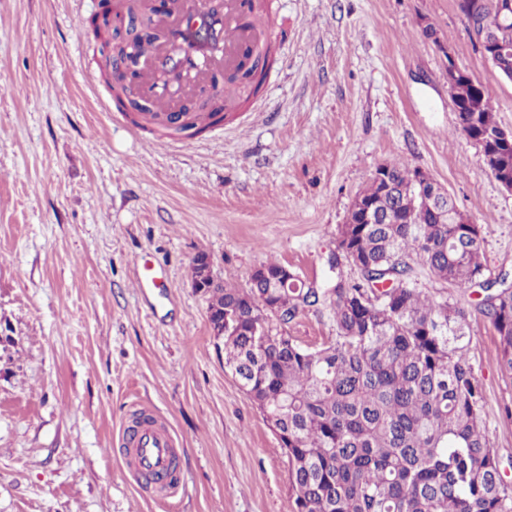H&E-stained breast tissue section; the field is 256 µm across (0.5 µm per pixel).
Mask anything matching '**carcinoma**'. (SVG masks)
<instances>
[{
    "instance_id": "obj_1",
    "label": "carcinoma",
    "mask_w": 512,
    "mask_h": 512,
    "mask_svg": "<svg viewBox=\"0 0 512 512\" xmlns=\"http://www.w3.org/2000/svg\"><path fill=\"white\" fill-rule=\"evenodd\" d=\"M453 100L461 129L482 139L494 178L512 176V147L492 142L482 83L461 73ZM394 187L372 178L361 195L392 224H341L333 288L288 289V314L324 307L336 335L317 346L250 315L269 284L217 282L208 309L224 311V360L266 414L288 455L293 512H512V487L482 417L484 391L468 355L471 312L412 285L414 265L461 290L482 274L477 224H444L400 163ZM355 267L346 280L340 258ZM481 312L498 336L497 367L512 375V289L489 284Z\"/></svg>"
}]
</instances>
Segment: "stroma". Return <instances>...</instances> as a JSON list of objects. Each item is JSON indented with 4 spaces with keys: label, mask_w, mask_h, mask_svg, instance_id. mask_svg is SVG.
Here are the masks:
<instances>
[{
    "label": "stroma",
    "mask_w": 512,
    "mask_h": 512,
    "mask_svg": "<svg viewBox=\"0 0 512 512\" xmlns=\"http://www.w3.org/2000/svg\"><path fill=\"white\" fill-rule=\"evenodd\" d=\"M105 0H0V512H291L288 457L224 363L193 258L246 288L269 261L333 287L328 259L378 165L428 171L481 228L486 281L512 283V192L488 172L448 92L449 61L489 87L512 131V82L457 0H271L274 63L241 109L170 147L113 119L91 21ZM150 267L152 281L136 285ZM416 288L473 315L469 357L512 486V378L461 291L415 266ZM315 346L330 312L278 324ZM163 419L179 485L147 487L120 432Z\"/></svg>",
    "instance_id": "35a3bbf8"
}]
</instances>
